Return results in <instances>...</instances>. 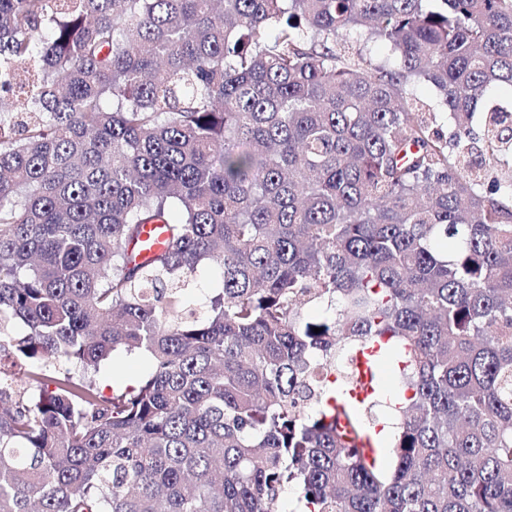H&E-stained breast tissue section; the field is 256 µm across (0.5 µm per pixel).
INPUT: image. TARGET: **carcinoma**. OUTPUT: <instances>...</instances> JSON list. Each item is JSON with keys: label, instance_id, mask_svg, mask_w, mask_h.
I'll use <instances>...</instances> for the list:
<instances>
[{"label": "carcinoma", "instance_id": "cac0c4a2", "mask_svg": "<svg viewBox=\"0 0 512 512\" xmlns=\"http://www.w3.org/2000/svg\"><path fill=\"white\" fill-rule=\"evenodd\" d=\"M508 113L512 0H0V512H512ZM167 233L163 224H147L140 237V244L136 248L137 260L150 258L161 247ZM213 288H218V278L213 271H205L188 292V299L198 307L202 306Z\"/></svg>", "mask_w": 512, "mask_h": 512}]
</instances>
